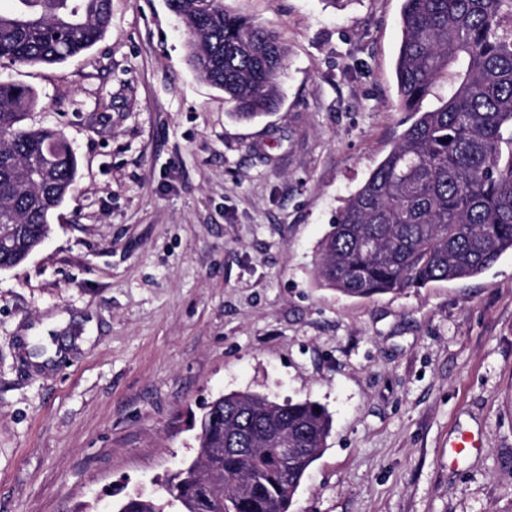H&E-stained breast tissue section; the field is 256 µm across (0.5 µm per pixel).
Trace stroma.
I'll use <instances>...</instances> for the list:
<instances>
[{
  "instance_id": "35a3bbf8",
  "label": "stroma",
  "mask_w": 512,
  "mask_h": 512,
  "mask_svg": "<svg viewBox=\"0 0 512 512\" xmlns=\"http://www.w3.org/2000/svg\"><path fill=\"white\" fill-rule=\"evenodd\" d=\"M288 47L282 102L231 117L167 0H112L91 49L0 60L78 171L43 245L0 270V512L155 497L219 395L332 420L289 512H512V253L356 299L315 259L406 128L402 0H224ZM49 359L30 355L36 337ZM481 438L460 465L458 432Z\"/></svg>"
}]
</instances>
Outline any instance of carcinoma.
Segmentation results:
<instances>
[{
  "label": "carcinoma",
  "instance_id": "carcinoma-1",
  "mask_svg": "<svg viewBox=\"0 0 512 512\" xmlns=\"http://www.w3.org/2000/svg\"><path fill=\"white\" fill-rule=\"evenodd\" d=\"M168 0L194 70L253 120L281 101L287 49L224 0ZM112 23L111 0H9L0 60L54 65L91 48ZM395 64L411 123L340 209L320 241L316 278L371 298L477 276L512 252V0H403ZM32 89L0 80V267L45 240L77 159L63 133L21 125ZM295 452L283 462L277 432ZM330 418L305 400L222 395L199 423V452L160 498L129 495L111 512H288L324 452Z\"/></svg>",
  "mask_w": 512,
  "mask_h": 512
}]
</instances>
